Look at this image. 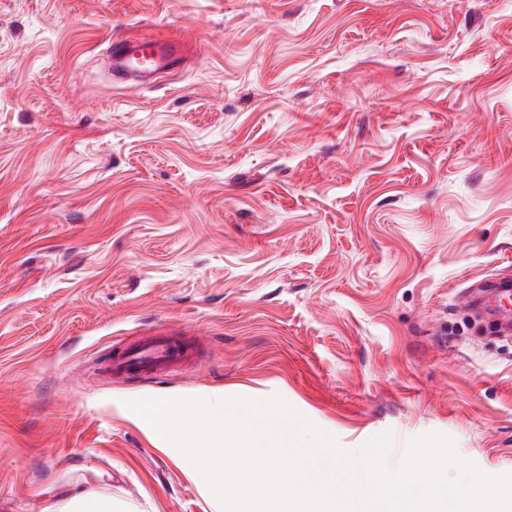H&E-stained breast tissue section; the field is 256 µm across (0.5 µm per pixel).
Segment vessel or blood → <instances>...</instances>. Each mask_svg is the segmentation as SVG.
I'll use <instances>...</instances> for the list:
<instances>
[{
	"instance_id": "vessel-or-blood-1",
	"label": "vessel or blood",
	"mask_w": 512,
	"mask_h": 512,
	"mask_svg": "<svg viewBox=\"0 0 512 512\" xmlns=\"http://www.w3.org/2000/svg\"><path fill=\"white\" fill-rule=\"evenodd\" d=\"M179 52L175 40L130 35L114 45L112 71L119 79L146 88L174 65ZM460 305L468 311L479 308L490 313L512 334V279L476 281L461 296ZM184 357L183 349L176 343L147 333L132 343H114L103 371L112 376L123 373L159 376Z\"/></svg>"
}]
</instances>
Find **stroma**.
Returning <instances> with one entry per match:
<instances>
[{
  "mask_svg": "<svg viewBox=\"0 0 512 512\" xmlns=\"http://www.w3.org/2000/svg\"><path fill=\"white\" fill-rule=\"evenodd\" d=\"M181 39L149 88L111 43ZM512 0H0V512H214L129 401L213 394L346 450L512 474ZM190 352L88 371L114 340ZM279 402L281 411L269 410ZM460 306L471 311L480 308L496 318L498 324L512 334V279L503 277L493 281H476L460 297ZM142 336L134 343H114L102 371L112 376L123 373L159 376L186 357L179 345L158 337L161 335L146 332ZM59 512H112V499L92 491L75 489Z\"/></svg>",
  "mask_w": 512,
  "mask_h": 512,
  "instance_id": "35a3bbf8",
  "label": "stroma"
}]
</instances>
